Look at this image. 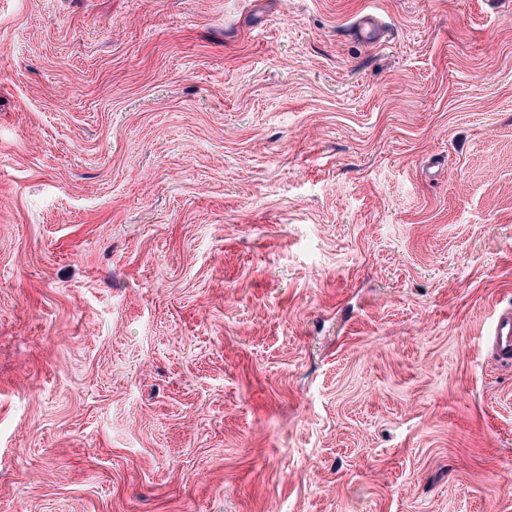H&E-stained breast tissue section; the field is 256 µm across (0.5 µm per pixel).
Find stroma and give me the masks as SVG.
Masks as SVG:
<instances>
[{"label":"stroma","instance_id":"1","mask_svg":"<svg viewBox=\"0 0 512 512\" xmlns=\"http://www.w3.org/2000/svg\"><path fill=\"white\" fill-rule=\"evenodd\" d=\"M509 309L512 0H0V512H512ZM492 352L502 361L512 362V314H501L490 336L485 339Z\"/></svg>","mask_w":512,"mask_h":512}]
</instances>
